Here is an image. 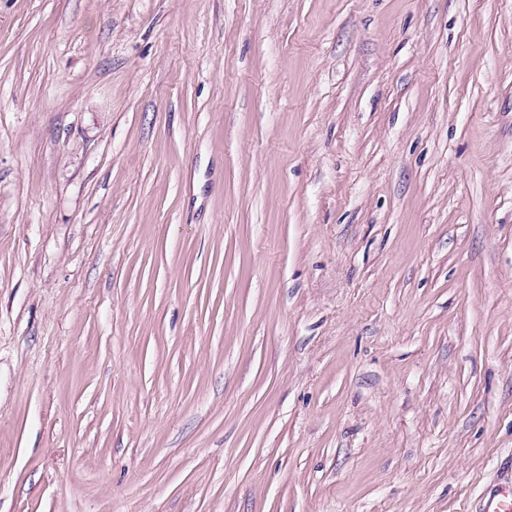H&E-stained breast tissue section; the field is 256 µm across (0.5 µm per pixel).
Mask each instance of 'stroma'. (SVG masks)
I'll return each mask as SVG.
<instances>
[{
	"mask_svg": "<svg viewBox=\"0 0 512 512\" xmlns=\"http://www.w3.org/2000/svg\"><path fill=\"white\" fill-rule=\"evenodd\" d=\"M511 478L512 0H0V512Z\"/></svg>",
	"mask_w": 512,
	"mask_h": 512,
	"instance_id": "1",
	"label": "stroma"
}]
</instances>
